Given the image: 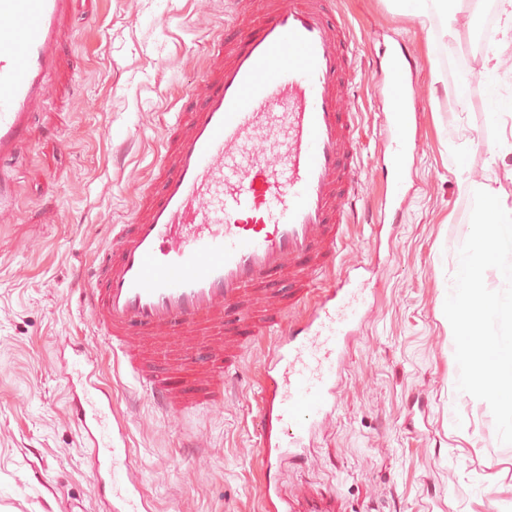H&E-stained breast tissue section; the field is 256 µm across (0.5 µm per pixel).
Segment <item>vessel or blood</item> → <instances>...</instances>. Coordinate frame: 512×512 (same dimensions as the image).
<instances>
[{"mask_svg":"<svg viewBox=\"0 0 512 512\" xmlns=\"http://www.w3.org/2000/svg\"><path fill=\"white\" fill-rule=\"evenodd\" d=\"M329 0H265L217 34L202 73L207 94L180 109L149 185L129 219L112 225L80 293L115 367L165 412L224 398L243 345L274 336L260 430L265 512H318L314 494L290 500L277 473L302 463L303 442L334 403L345 345L366 313L363 288L334 271L357 174L344 115L351 31ZM72 0H0V216L14 201L3 168L28 141L35 109L62 60ZM384 114L394 172L410 154L406 62L389 58ZM263 151H255V141ZM263 291L265 306L245 307ZM305 312L293 321L292 309ZM62 375L109 512H140L141 478L128 462L112 395L83 349Z\"/></svg>","mask_w":512,"mask_h":512,"instance_id":"1","label":"vessel or blood"}]
</instances>
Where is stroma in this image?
Instances as JSON below:
<instances>
[{
    "instance_id": "stroma-1",
    "label": "stroma",
    "mask_w": 512,
    "mask_h": 512,
    "mask_svg": "<svg viewBox=\"0 0 512 512\" xmlns=\"http://www.w3.org/2000/svg\"><path fill=\"white\" fill-rule=\"evenodd\" d=\"M353 30L355 72L345 109L359 132L358 223L337 273L365 267L371 305L346 347L336 405L306 438L304 464L282 468L288 491L310 486L338 512H512V445L499 441L487 402L456 389L443 311L448 275L470 231L469 187L512 183V153L492 159L512 111L492 119L491 96L512 102V45L499 47L489 90L487 47L473 43L481 0H460L458 34L437 61L438 19L396 14L390 0H333ZM231 19L228 0H74L63 62L34 112L31 140L8 164L14 211L0 216V512H106L70 417L58 357L75 342L97 355L101 383L127 429L150 512H264L258 426L266 338L247 345L224 401L164 413L115 371L78 290L108 227L127 220L186 92L201 96L209 41ZM418 60L417 146L387 173L379 50ZM473 76L465 108L432 84ZM461 158L455 166L453 158ZM399 181L403 212L383 202Z\"/></svg>"
}]
</instances>
